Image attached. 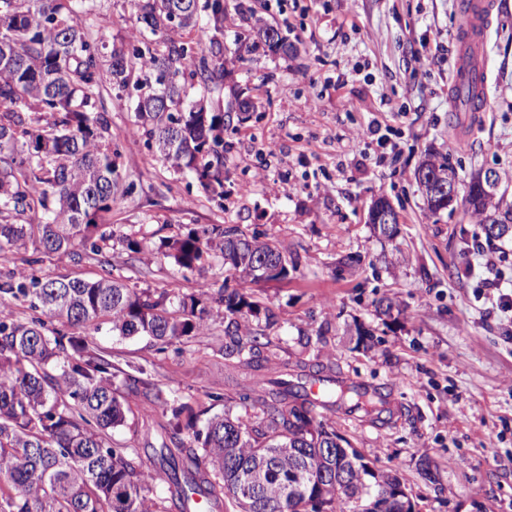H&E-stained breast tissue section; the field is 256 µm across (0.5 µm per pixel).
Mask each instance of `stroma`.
Returning <instances> with one entry per match:
<instances>
[{"mask_svg": "<svg viewBox=\"0 0 512 512\" xmlns=\"http://www.w3.org/2000/svg\"><path fill=\"white\" fill-rule=\"evenodd\" d=\"M487 31L489 107L479 125L449 88L458 0H224L233 59L224 98L247 89L253 107L224 125V199L176 173L134 133V106L104 90L103 105L128 193L112 205V274L131 287L190 294L202 282L258 298L269 349L289 365L331 361L344 381L386 397L389 419L319 409L375 471L397 473L417 512H512V318L491 304L489 272L470 254L483 228L463 207L431 214L415 171L427 154L449 162L460 190L496 169L501 211H512V0H496ZM93 29L129 37L124 0H95ZM288 32L272 51L260 24ZM353 73L341 86L338 74ZM467 127L466 144L458 127ZM400 214L385 238L369 224L378 197ZM212 224L285 249L295 268L279 281H243L221 254L204 270L164 255V243ZM140 252H130L127 240ZM34 267L47 278L94 279L97 256L39 251L0 257V280ZM208 335L167 343L123 339L109 325L70 327L124 370L180 391L195 410L245 413L247 371L225 382L224 320ZM163 417L129 418L116 448H156ZM429 474H422L421 464Z\"/></svg>", "mask_w": 512, "mask_h": 512, "instance_id": "obj_1", "label": "stroma"}]
</instances>
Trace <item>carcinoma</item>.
Segmentation results:
<instances>
[{"label": "carcinoma", "instance_id": "obj_1", "mask_svg": "<svg viewBox=\"0 0 512 512\" xmlns=\"http://www.w3.org/2000/svg\"><path fill=\"white\" fill-rule=\"evenodd\" d=\"M94 0H0V256L28 245L75 254V240L103 257L96 279L41 278L21 271L0 283L37 312L14 319L0 301V512H191L194 494L241 512H345L346 486L356 452L340 446L335 430L316 420L318 407L383 412L380 395H366L336 379L333 368L284 363L268 376L274 356L252 320L261 302L210 283L196 294L174 289L155 295L112 277L105 223L122 188L100 91L107 83L135 100V131L177 173L192 172L212 196L224 198V0H130L139 28L108 38L82 23ZM204 11L213 36L187 41ZM265 44L288 53L280 28L260 30ZM197 88L189 97L187 88ZM464 204L480 224L495 216L512 232V213L498 214L471 181ZM175 262L192 269L211 252L243 279H265L262 260L286 255L274 243L246 238L219 224L193 229L169 245ZM209 296L223 308L224 360L257 373V411L214 415L203 428L175 390L164 391L144 370L132 374L87 337L63 326L108 323L118 336L167 343L206 333ZM143 396L142 413L171 412L168 441L143 455L112 447V430L132 413L128 396ZM326 384L322 399L305 383ZM193 437L187 445L183 433ZM371 495L359 512H413L394 498L401 479L357 464ZM169 496L154 497L158 474Z\"/></svg>", "mask_w": 512, "mask_h": 512}]
</instances>
